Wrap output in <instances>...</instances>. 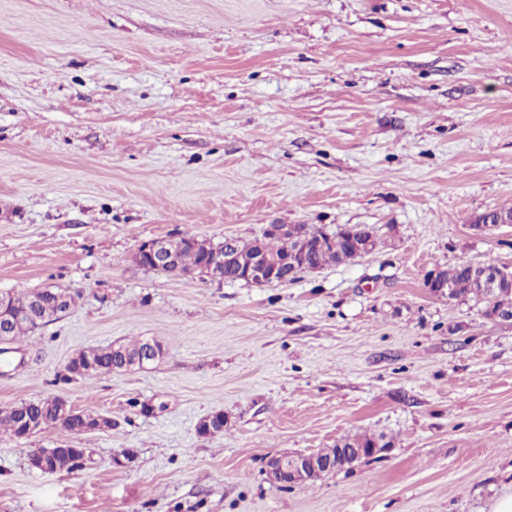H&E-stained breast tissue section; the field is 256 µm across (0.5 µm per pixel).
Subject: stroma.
Instances as JSON below:
<instances>
[{
  "label": "stroma",
  "mask_w": 512,
  "mask_h": 512,
  "mask_svg": "<svg viewBox=\"0 0 512 512\" xmlns=\"http://www.w3.org/2000/svg\"><path fill=\"white\" fill-rule=\"evenodd\" d=\"M512 0H0V292L75 302L0 354V410L112 427L0 433V512H490L512 490V322L434 296L512 265ZM372 228L287 284L135 264L145 240ZM155 363L64 380L80 351ZM223 412V433L201 419ZM386 451L303 488L274 455ZM86 451L33 468L36 448ZM440 271L437 270L431 273L427 279L429 287L434 286L437 289V295L447 297L449 283L452 292L448 296V299H474L484 304L486 316L493 317V304L497 301L495 300V295H493L491 299H488L481 288H478L480 275L482 273L480 265L469 261L460 262L447 269V281L443 279L437 280V275ZM494 318L506 321L512 320V302L509 303L508 301L498 300ZM25 415L32 419H41L45 423L46 427L42 430L24 433L22 431V418ZM55 427V401H25L6 410H0V429L12 434L16 439L27 438L33 434H37L38 432H44ZM47 452L51 455L47 456V462L51 465L52 470L55 472L67 471L71 472L75 469L81 468L85 459V449L82 448H37L32 453L31 462L34 467L39 468V463L42 456ZM45 467V472L53 473L54 471Z\"/></svg>",
  "instance_id": "35a3bbf8"
}]
</instances>
